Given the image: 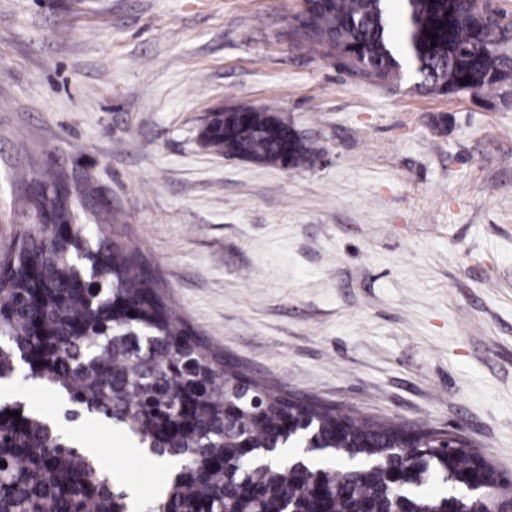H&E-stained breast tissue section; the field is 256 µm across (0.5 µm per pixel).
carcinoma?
Instances as JSON below:
<instances>
[{
  "label": "carcinoma",
  "mask_w": 512,
  "mask_h": 512,
  "mask_svg": "<svg viewBox=\"0 0 512 512\" xmlns=\"http://www.w3.org/2000/svg\"><path fill=\"white\" fill-rule=\"evenodd\" d=\"M481 3L399 0L392 15L388 0H307L294 33L368 79L408 72L421 91L477 93L512 82V28ZM200 143L292 169L323 154L271 107L208 113ZM20 180L29 227L0 260V382L21 361L73 405L67 419H106L178 462L155 512H502L512 501V478L458 440L446 448L441 433L250 379L172 312L137 248L76 222L78 202L114 223L104 187L56 166ZM0 512H128L127 494L57 425L4 402Z\"/></svg>",
  "instance_id": "obj_1"
}]
</instances>
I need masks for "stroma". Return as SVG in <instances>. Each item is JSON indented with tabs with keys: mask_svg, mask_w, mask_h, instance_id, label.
Listing matches in <instances>:
<instances>
[{
	"mask_svg": "<svg viewBox=\"0 0 512 512\" xmlns=\"http://www.w3.org/2000/svg\"><path fill=\"white\" fill-rule=\"evenodd\" d=\"M303 0H0V254L16 171L102 185L175 313L258 381L459 434L512 477V85L371 81L293 34ZM274 107L325 154L203 150L219 105ZM20 365L6 387L52 415ZM121 480L162 472L104 421Z\"/></svg>",
	"mask_w": 512,
	"mask_h": 512,
	"instance_id": "35a3bbf8",
	"label": "stroma"
}]
</instances>
